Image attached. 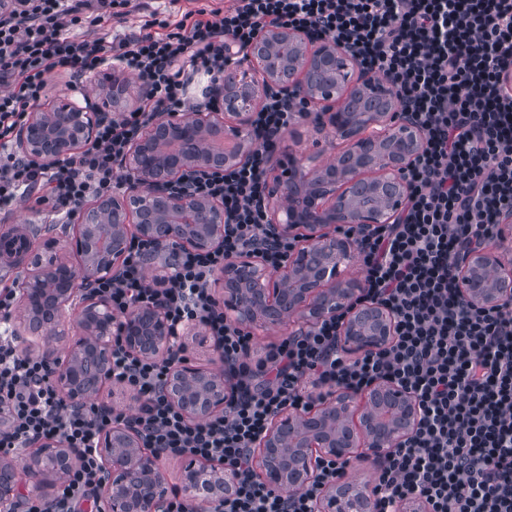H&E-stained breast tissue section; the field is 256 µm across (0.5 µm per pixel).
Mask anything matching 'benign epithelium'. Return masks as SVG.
I'll return each instance as SVG.
<instances>
[{"mask_svg": "<svg viewBox=\"0 0 512 512\" xmlns=\"http://www.w3.org/2000/svg\"><path fill=\"white\" fill-rule=\"evenodd\" d=\"M244 54L240 68L224 72L212 88L221 110L175 114L151 124L126 150L127 189L79 204L70 236L43 237L37 249L26 251L28 265L14 285L20 310L14 335L43 337L42 354L54 365V385L67 400L81 401L112 382L116 337L134 357L167 353L172 329L163 308H136L117 317L86 284L112 277L134 238L172 250L209 252L221 246L223 203L195 195L181 183L194 172L244 164L259 144L252 113L274 92L302 98L313 128H332L345 148L335 162L308 169L300 181L292 174L297 158L288 157L286 169L277 165L263 205L268 224L294 247L274 273L265 272L253 253L229 259L214 279L221 290L215 301L246 328L279 323L285 315L309 326L341 316L340 344L351 352L377 351L393 336L392 313L359 302L364 281L337 278L339 262L357 252L358 243L340 236L336 227L371 230L395 221L406 204L403 174L424 145L422 129L400 112L391 80L358 69L333 40H316L305 30L268 20ZM98 88L80 101H36L16 130L14 152L48 169L76 156L129 92L116 71L103 73ZM216 139L231 143V152L212 154L208 143ZM301 193L307 194L306 207L298 209L293 203ZM451 272L473 306L494 310L512 301V259L498 250H473ZM72 310L81 333L70 339L67 357L60 360L53 342L63 335L61 318ZM166 391L175 408L198 420L224 411L227 383L222 369L186 358L173 367ZM417 421L415 400L393 384L361 394L338 391L305 412L285 410L273 419L256 445L259 477L272 489L297 492L315 480L316 458L359 456L377 463L412 434ZM99 450L107 471L106 512H164L160 456L142 447L133 430L113 425ZM73 459L56 439L44 440L24 466L1 456L0 512H9L22 477L43 492L62 480ZM234 484L223 465L191 460L179 493L190 502L208 503L230 494ZM318 512H372V501L349 486H328Z\"/></svg>", "mask_w": 512, "mask_h": 512, "instance_id": "obj_1", "label": "benign epithelium"}]
</instances>
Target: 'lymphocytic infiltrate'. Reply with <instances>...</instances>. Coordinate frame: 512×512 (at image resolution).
I'll use <instances>...</instances> for the list:
<instances>
[{"mask_svg": "<svg viewBox=\"0 0 512 512\" xmlns=\"http://www.w3.org/2000/svg\"><path fill=\"white\" fill-rule=\"evenodd\" d=\"M137 8L136 0H30L18 18L0 24V210L34 197L69 217L84 199L121 190L128 145L162 117L194 111L190 77L219 80L269 18L334 40L362 70L389 76L401 108L424 132L397 220L365 238L354 226L342 228L360 241L366 300L393 312L396 333L388 347L351 359L334 317L293 331L256 359L250 332L213 301L209 282L226 258L256 252L274 271L293 247L267 238L265 171L281 135L304 114L299 103L270 96L254 114L260 144L249 162L193 182L198 195L224 203L223 246L167 251L136 239L119 275L90 286L115 315L158 305L174 333L203 327L230 380L223 413L190 421L170 405L165 384L181 348L137 359L117 341L112 380L134 393L137 408L112 409L94 398L68 403L53 385L52 365L21 348L10 325L15 290L0 287V455L57 438L77 457L52 498L19 496L13 512H102L97 443L124 422L143 447L213 460L236 474L234 493L210 512H315L345 463L320 460L304 490L274 492L254 471V442L284 409L309 408L315 389L362 392L381 382L414 396L419 422L378 466L379 512H396L406 497L425 500L430 512H512V304L496 312L471 306L449 273L464 250L495 240L502 215L512 212V91L499 80L512 67V0H229L129 32L81 33L106 18L123 25ZM111 59L139 82V107L103 121L61 167L11 151L52 75L78 81ZM153 262L170 267L167 283L151 281Z\"/></svg>", "mask_w": 512, "mask_h": 512, "instance_id": "f902f5d3", "label": "lymphocytic infiltrate"}]
</instances>
